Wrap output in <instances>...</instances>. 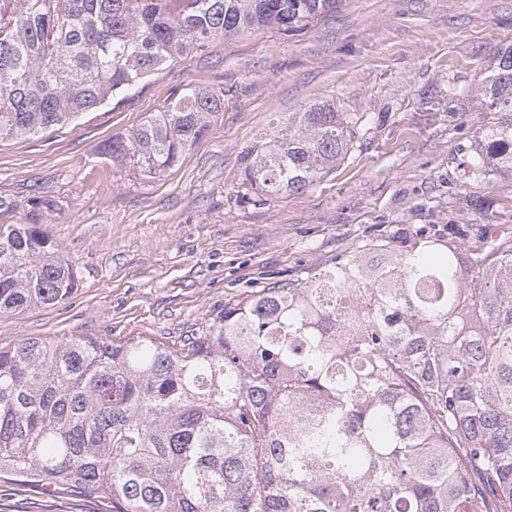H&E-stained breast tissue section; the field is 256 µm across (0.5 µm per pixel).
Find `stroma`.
<instances>
[{"instance_id": "obj_1", "label": "stroma", "mask_w": 512, "mask_h": 512, "mask_svg": "<svg viewBox=\"0 0 512 512\" xmlns=\"http://www.w3.org/2000/svg\"><path fill=\"white\" fill-rule=\"evenodd\" d=\"M512 44V0H341L304 30L247 28L161 68L123 100L32 139L0 144V224H38L78 271L65 302L0 317V347L194 335L261 283L306 281L367 239L419 235L468 250L487 228L512 242V175L468 177L474 89ZM224 94L206 135L163 177L97 156L112 135L195 88ZM314 102L365 115L344 160L307 190L238 204L241 151ZM0 512H112L67 489L0 474Z\"/></svg>"}]
</instances>
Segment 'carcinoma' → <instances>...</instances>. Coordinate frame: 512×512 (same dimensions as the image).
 Masks as SVG:
<instances>
[{"mask_svg": "<svg viewBox=\"0 0 512 512\" xmlns=\"http://www.w3.org/2000/svg\"><path fill=\"white\" fill-rule=\"evenodd\" d=\"M339 0H0V143L126 95L240 30L294 32ZM476 97L496 115L465 174L512 173V45ZM224 108L197 88L100 158L157 179ZM354 123L314 103L241 152L236 202L304 191ZM76 268L0 224V315L51 307ZM112 512H512V247L371 239L306 282L224 304L195 335L0 347V474Z\"/></svg>", "mask_w": 512, "mask_h": 512, "instance_id": "cac0c4a2", "label": "carcinoma"}]
</instances>
